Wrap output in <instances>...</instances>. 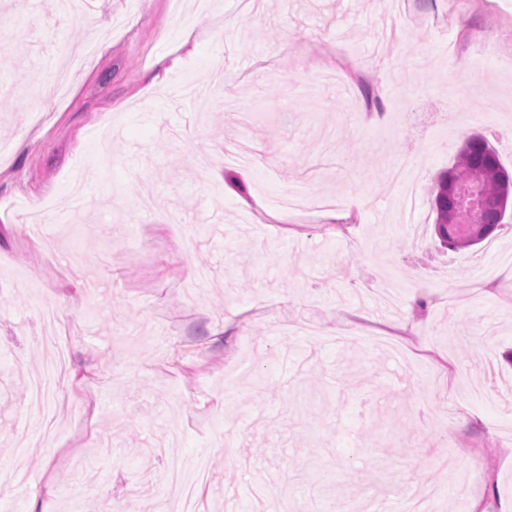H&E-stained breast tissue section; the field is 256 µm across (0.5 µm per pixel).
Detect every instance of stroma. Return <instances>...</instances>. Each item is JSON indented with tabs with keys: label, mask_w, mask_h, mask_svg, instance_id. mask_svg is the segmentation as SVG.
<instances>
[{
	"label": "stroma",
	"mask_w": 512,
	"mask_h": 512,
	"mask_svg": "<svg viewBox=\"0 0 512 512\" xmlns=\"http://www.w3.org/2000/svg\"><path fill=\"white\" fill-rule=\"evenodd\" d=\"M498 3L403 0L385 41L381 0H86L79 27L0 0V504L50 479L54 512H164L169 443L197 512H256L263 481L306 512H512V218L454 253L429 195L474 133L512 170ZM291 188L352 223L280 211ZM49 336L70 373L39 412Z\"/></svg>",
	"instance_id": "1"
}]
</instances>
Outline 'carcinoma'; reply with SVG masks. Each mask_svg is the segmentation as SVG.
<instances>
[{"label":"carcinoma","mask_w":512,"mask_h":512,"mask_svg":"<svg viewBox=\"0 0 512 512\" xmlns=\"http://www.w3.org/2000/svg\"><path fill=\"white\" fill-rule=\"evenodd\" d=\"M453 176L474 178L491 202L477 217V224L483 229L476 239L465 234L464 221L468 217L459 212L457 197L448 192V181ZM431 194L435 233L443 247L457 251L485 241L502 227L507 211L512 210V172L501 164L496 150L485 137L471 135L460 145L451 166L435 179Z\"/></svg>","instance_id":"cac0c4a2"}]
</instances>
